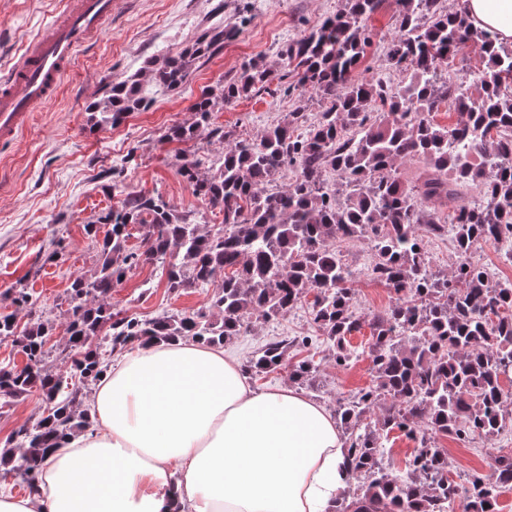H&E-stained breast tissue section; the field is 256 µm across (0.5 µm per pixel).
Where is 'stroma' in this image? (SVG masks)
Returning a JSON list of instances; mask_svg holds the SVG:
<instances>
[{
    "instance_id": "1",
    "label": "stroma",
    "mask_w": 512,
    "mask_h": 512,
    "mask_svg": "<svg viewBox=\"0 0 512 512\" xmlns=\"http://www.w3.org/2000/svg\"><path fill=\"white\" fill-rule=\"evenodd\" d=\"M68 0H0V75L20 57L24 47L66 7ZM112 17L95 42L79 53L65 75L58 95L38 107L28 126L9 145L0 147V313L16 312L19 323L49 318L55 323L53 344L63 342L68 314L60 302L74 277L92 275L101 238L88 236L86 224L107 208L119 206L124 193H159L180 212L214 225L222 214L195 197L179 173L183 144L168 141L169 127L192 121L191 106L202 90L216 87L250 59L275 62L283 43L301 38L324 17L342 10L345 0H112ZM240 22L237 37L213 55L201 57L188 81L177 90L149 87L147 108L132 112L114 128L92 129L87 108L103 100L112 84L126 80L154 56L191 45L210 24ZM371 45L359 72L379 71L399 80L386 53L397 31L395 0H384L368 22ZM295 108L294 98L262 92L213 113V125L245 138H257ZM59 249L56 263L45 256ZM354 272L350 283L353 306L363 320L349 336L359 356L337 363L312 320L309 301L284 317L253 321L248 332L225 343L227 353L246 359L254 350L280 336H308L305 357L319 366V392L312 398L328 409L375 387L369 355V322L394 301L395 294L375 280L374 240L366 235L335 244ZM172 293L162 267H133L112 294L114 309L149 318L164 310L192 311L205 307L211 291ZM32 296V311H15L16 289ZM44 402L31 390L0 409V445L20 426L35 423ZM448 453V478L490 474L494 456L512 452V431L468 441L440 437Z\"/></svg>"
}]
</instances>
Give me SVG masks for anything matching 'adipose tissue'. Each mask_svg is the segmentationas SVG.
<instances>
[{
    "label": "adipose tissue",
    "instance_id": "obj_1",
    "mask_svg": "<svg viewBox=\"0 0 512 512\" xmlns=\"http://www.w3.org/2000/svg\"><path fill=\"white\" fill-rule=\"evenodd\" d=\"M512 44V0H466ZM51 449L36 491L0 512H328L348 481L336 418L287 387L254 388L223 347L186 337L118 355Z\"/></svg>",
    "mask_w": 512,
    "mask_h": 512
}]
</instances>
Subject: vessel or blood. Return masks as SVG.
<instances>
[{"mask_svg": "<svg viewBox=\"0 0 512 512\" xmlns=\"http://www.w3.org/2000/svg\"><path fill=\"white\" fill-rule=\"evenodd\" d=\"M112 17V0H69L62 15L41 31L18 62L0 77V141L27 125L74 62Z\"/></svg>", "mask_w": 512, "mask_h": 512, "instance_id": "vessel-or-blood-1", "label": "vessel or blood"}]
</instances>
